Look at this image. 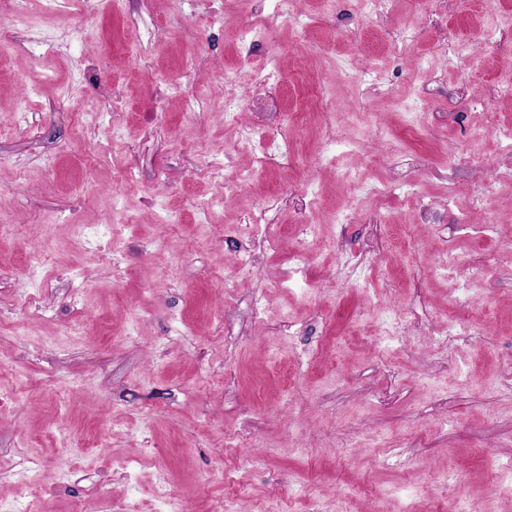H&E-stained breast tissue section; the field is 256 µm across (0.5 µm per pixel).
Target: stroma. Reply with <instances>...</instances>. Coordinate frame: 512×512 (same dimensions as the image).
<instances>
[{
  "label": "stroma",
  "instance_id": "obj_1",
  "mask_svg": "<svg viewBox=\"0 0 512 512\" xmlns=\"http://www.w3.org/2000/svg\"><path fill=\"white\" fill-rule=\"evenodd\" d=\"M0 20V512H512V0Z\"/></svg>",
  "mask_w": 512,
  "mask_h": 512
}]
</instances>
